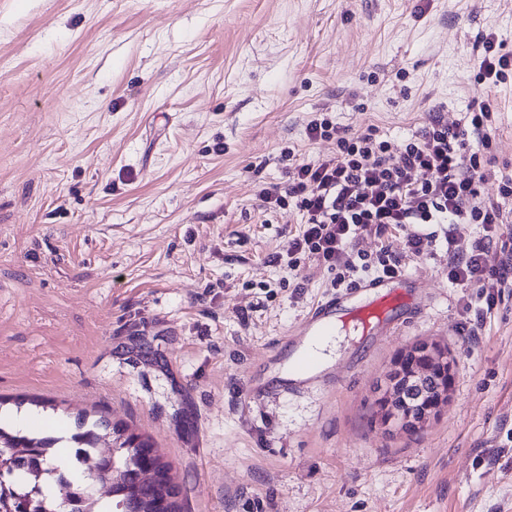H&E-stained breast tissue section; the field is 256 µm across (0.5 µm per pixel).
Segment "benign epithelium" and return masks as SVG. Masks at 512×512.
<instances>
[{"mask_svg": "<svg viewBox=\"0 0 512 512\" xmlns=\"http://www.w3.org/2000/svg\"><path fill=\"white\" fill-rule=\"evenodd\" d=\"M455 361L429 343L398 355L378 391L384 410L392 417L388 430L420 429L448 401L454 382Z\"/></svg>", "mask_w": 512, "mask_h": 512, "instance_id": "1", "label": "benign epithelium"}]
</instances>
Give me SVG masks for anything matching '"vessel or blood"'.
<instances>
[{"label":"vessel or blood","instance_id":"vessel-or-blood-1","mask_svg":"<svg viewBox=\"0 0 512 512\" xmlns=\"http://www.w3.org/2000/svg\"><path fill=\"white\" fill-rule=\"evenodd\" d=\"M400 304L399 290L392 287L390 279L363 282L318 302L292 333L316 340L350 328L361 336H390L394 333L395 324L389 312ZM315 366L316 362L310 355L297 356L291 365V378L284 386L285 391L298 393L304 390L311 382L310 375Z\"/></svg>","mask_w":512,"mask_h":512}]
</instances>
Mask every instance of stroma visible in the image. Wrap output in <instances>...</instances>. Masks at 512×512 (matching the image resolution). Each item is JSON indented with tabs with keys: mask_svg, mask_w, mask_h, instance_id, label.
<instances>
[{
	"mask_svg": "<svg viewBox=\"0 0 512 512\" xmlns=\"http://www.w3.org/2000/svg\"><path fill=\"white\" fill-rule=\"evenodd\" d=\"M491 32L512 51V0H0V424L125 423L183 512H512V288L479 312L437 241L396 336L339 334L340 376L278 391L331 276L269 263L300 217L258 196L333 150L315 113L457 121ZM492 95L512 175V81ZM420 342L454 357L450 400L388 432L375 389Z\"/></svg>",
	"mask_w": 512,
	"mask_h": 512,
	"instance_id": "obj_1",
	"label": "stroma"
}]
</instances>
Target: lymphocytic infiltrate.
<instances>
[{"mask_svg": "<svg viewBox=\"0 0 512 512\" xmlns=\"http://www.w3.org/2000/svg\"><path fill=\"white\" fill-rule=\"evenodd\" d=\"M497 40L486 35L478 63V78L488 88L512 74V55ZM498 123V104L489 97L451 125L431 115L400 141L373 127L350 133L330 115L316 114L307 136L334 142L335 152L295 165L286 186L259 192L266 208L291 207L301 216L286 255H273V262L295 269L304 260L316 261L340 290L367 277L400 275L407 261L427 256L442 238L449 281L468 289L474 302L493 307L512 288V238L503 236L512 224V177L495 168L492 134ZM491 180L498 183L494 198L481 191ZM460 224L481 227L466 252L455 246ZM392 230L403 234L401 251L384 246L371 255L360 249L361 239Z\"/></svg>", "mask_w": 512, "mask_h": 512, "instance_id": "f902f5d3", "label": "lymphocytic infiltrate"}]
</instances>
